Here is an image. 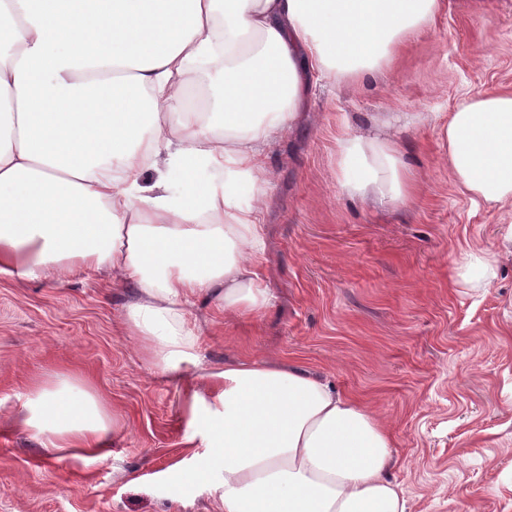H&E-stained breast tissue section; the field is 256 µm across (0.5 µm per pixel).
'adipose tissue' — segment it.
Wrapping results in <instances>:
<instances>
[{
    "instance_id": "adipose-tissue-1",
    "label": "adipose tissue",
    "mask_w": 512,
    "mask_h": 512,
    "mask_svg": "<svg viewBox=\"0 0 512 512\" xmlns=\"http://www.w3.org/2000/svg\"><path fill=\"white\" fill-rule=\"evenodd\" d=\"M447 0H0V276L80 270L134 296L124 323L159 375L185 381L184 414L223 474L222 512H406L389 480L388 424L310 372L241 359L185 376L203 298L231 322L271 305L259 216L266 158L295 127L314 74L356 83L391 69ZM222 64L208 112L199 69ZM448 173L505 208L495 250H469L459 282L489 287L512 257V92L469 94L440 127ZM154 174L141 184L143 172ZM343 195L408 207L417 182L384 122L336 144ZM250 200L239 195L241 184ZM15 421L53 452L96 451L115 420L90 384L54 371Z\"/></svg>"
}]
</instances>
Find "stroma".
<instances>
[{
	"label": "stroma",
	"instance_id": "obj_1",
	"mask_svg": "<svg viewBox=\"0 0 512 512\" xmlns=\"http://www.w3.org/2000/svg\"><path fill=\"white\" fill-rule=\"evenodd\" d=\"M488 88L512 90V0H448L393 71L318 82L268 154L272 306L226 324L200 304L190 318L203 368L274 359L371 406L394 432L390 475L409 512H512V258L486 291L454 283L463 251L495 248L502 214L461 193L438 135L465 93ZM389 112L417 118L401 133L418 182L407 208L336 183L342 124L362 130ZM132 295L88 273L0 277V512H213L220 473L189 493L171 479L209 451L186 447L183 386L153 370L122 323ZM56 370L116 409L107 459L46 453L14 425L33 383Z\"/></svg>",
	"mask_w": 512,
	"mask_h": 512
}]
</instances>
